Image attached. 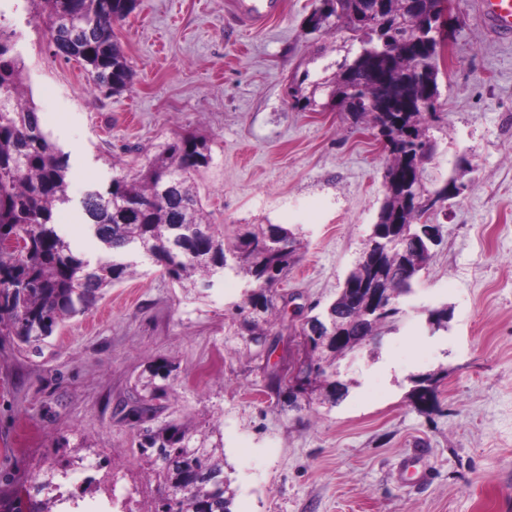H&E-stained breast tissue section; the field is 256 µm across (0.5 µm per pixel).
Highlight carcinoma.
Segmentation results:
<instances>
[{
	"instance_id": "carcinoma-1",
	"label": "carcinoma",
	"mask_w": 512,
	"mask_h": 512,
	"mask_svg": "<svg viewBox=\"0 0 512 512\" xmlns=\"http://www.w3.org/2000/svg\"><path fill=\"white\" fill-rule=\"evenodd\" d=\"M30 14L44 25L56 54L77 61L94 84L114 94L132 82V70L115 39L113 26L140 0H27ZM374 0H321L307 28L341 29L360 44L353 59L336 63L328 105L367 121L384 138L389 153L385 199L366 249L345 280L337 299L300 326L309 371L300 393L321 392L336 403L348 387L336 378V363L378 337L398 314L400 296L431 258L432 244L420 234V221L448 200L456 180L429 190L421 171L434 145L426 124L438 96L439 45L427 38L439 0H417L416 17L407 0H386L384 22L367 23ZM11 34L0 29V239L22 244L0 249V336L38 345L63 321L85 313L101 290L123 282L144 257L182 288H211L228 275L245 280L239 319L225 338L254 347L263 344L288 304L278 284L299 260L301 241L281 224H254L220 232L210 224L195 187V176L212 159L208 142L194 134L178 136L140 169L120 171L103 190L86 194L82 207L97 239L112 259L95 262L75 253L59 235V206L68 202L67 156L39 123L25 85V64L11 54ZM353 288H378L380 311H368ZM173 367L162 361L149 368L144 394L124 415L136 428L137 448L157 470L158 483L148 512H194L204 502L209 512H232L230 481L221 485L202 476L224 475L217 445L188 423L170 421L141 430L144 416L164 407ZM434 378L416 381L415 403L436 402Z\"/></svg>"
}]
</instances>
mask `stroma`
<instances>
[{"label": "stroma", "mask_w": 512, "mask_h": 512, "mask_svg": "<svg viewBox=\"0 0 512 512\" xmlns=\"http://www.w3.org/2000/svg\"><path fill=\"white\" fill-rule=\"evenodd\" d=\"M318 0H275L260 25H237L230 0H143L114 28L133 71L107 95L54 53L26 0H0L43 129L69 156L68 203L56 222L74 250L103 253L82 215L113 160L136 170L176 134L207 140L195 187L217 228L280 224L304 242L279 286L292 298L269 360L227 348L242 281L207 297L142 263L40 349L0 340V510L64 499L82 512H147L155 477L115 413L154 363L174 368L162 420L218 428L232 512H512V44L494 37L477 0H456L450 61L441 64L435 152L422 182L466 190L430 215L439 242L381 336L340 363L347 395L288 404L267 387L266 363L294 375L305 357L293 328L339 293L384 198L388 156L376 130L329 108L328 77L352 45L344 32H308ZM309 72L308 108L290 82ZM447 308V328L430 310ZM437 373L422 409L412 378ZM420 453L424 482L397 465Z\"/></svg>", "instance_id": "obj_1"}]
</instances>
